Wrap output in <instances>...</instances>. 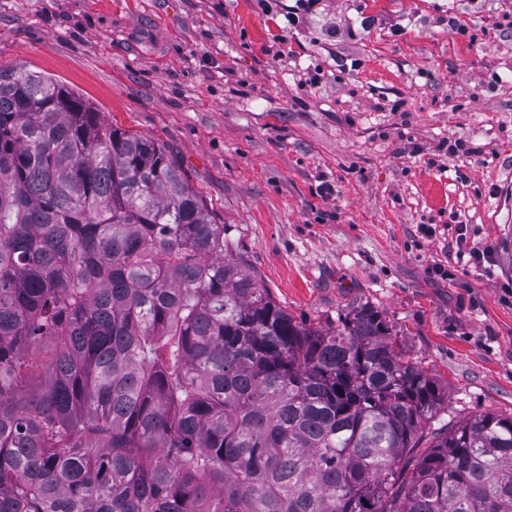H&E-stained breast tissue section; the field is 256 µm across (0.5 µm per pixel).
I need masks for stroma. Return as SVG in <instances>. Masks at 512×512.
Here are the masks:
<instances>
[{
  "label": "stroma",
  "mask_w": 512,
  "mask_h": 512,
  "mask_svg": "<svg viewBox=\"0 0 512 512\" xmlns=\"http://www.w3.org/2000/svg\"><path fill=\"white\" fill-rule=\"evenodd\" d=\"M294 4L0 0V69L164 144L297 320L375 305L446 387L431 431L512 415V0Z\"/></svg>",
  "instance_id": "obj_1"
}]
</instances>
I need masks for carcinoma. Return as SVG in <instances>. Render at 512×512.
Here are the masks:
<instances>
[{
  "label": "carcinoma",
  "mask_w": 512,
  "mask_h": 512,
  "mask_svg": "<svg viewBox=\"0 0 512 512\" xmlns=\"http://www.w3.org/2000/svg\"><path fill=\"white\" fill-rule=\"evenodd\" d=\"M225 235L155 139L0 70V512H512V416L429 433L375 306L298 322Z\"/></svg>",
  "instance_id": "cac0c4a2"
}]
</instances>
